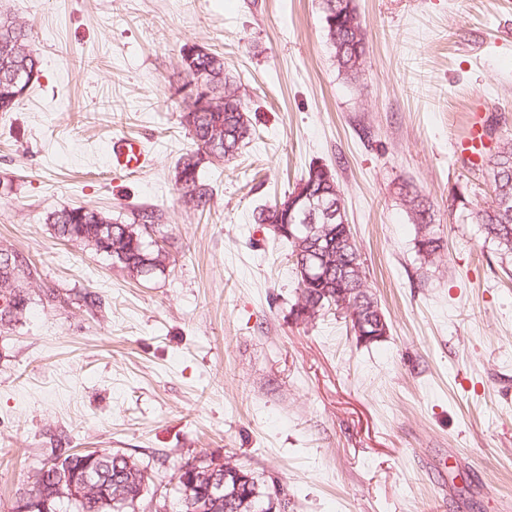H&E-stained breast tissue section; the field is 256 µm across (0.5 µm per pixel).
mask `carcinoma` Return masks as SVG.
<instances>
[{
	"label": "carcinoma",
	"mask_w": 512,
	"mask_h": 512,
	"mask_svg": "<svg viewBox=\"0 0 512 512\" xmlns=\"http://www.w3.org/2000/svg\"><path fill=\"white\" fill-rule=\"evenodd\" d=\"M350 0H322V12L327 42L331 48L332 61L345 78L355 80L359 77L365 55V33L362 22L354 23L349 18ZM10 26L11 39L26 50V64L29 69L37 68L38 61L30 48L29 35L21 24L10 18L0 17L1 28ZM198 72H207L213 83V90L227 97L224 110L208 112L188 103L181 114V124L188 130L195 150L181 158L177 167L176 180L194 206L205 208L209 203V192L200 180L199 166L203 160L202 149L211 143L213 131L222 129L224 141L220 142L224 160L228 161L237 153L240 145L251 136V123L246 112L243 97L236 96L241 84L224 72V58L218 54L198 56L193 60ZM17 88L13 85L12 74L0 67V112H10L19 104ZM486 178L491 189L490 200L479 209L468 214V218L481 225L486 237L490 238L503 254H512V139H506L497 147V151L488 159ZM308 177L307 188L310 194L324 199L341 201L340 187L335 174L328 177L317 174ZM399 195L415 225L414 248L421 259L434 262L440 257L442 240L435 228L434 214L422 198L406 184L402 185ZM48 223L52 224L57 239L66 243H77L90 247L108 257L112 264L127 271L136 278H150L162 274L170 263V255L164 247L145 238L146 225L135 218L130 223L118 222L106 212L89 207L63 209L50 214ZM257 224H283V216L273 204L254 214ZM292 235L282 234L278 239L288 244V256L292 265L297 259L308 258L312 248L316 247L324 257L318 274L311 280H297L298 303L306 304L319 316L336 309L341 296L361 300L362 306L371 308L373 295L367 286L364 260L356 242H347V230L340 221L317 224V239L312 242L305 237L300 226L290 225ZM37 274V269L25 258H20V266L13 274V280L19 286V303L22 310L7 313L0 309V324H10L23 314L29 297L27 285ZM92 465L100 473L99 493L87 503H75L59 512H121L110 505L117 499L128 501L126 512H136L142 506L140 497L143 477L139 470L128 467L124 456L117 452L98 453ZM87 468L83 454L70 453L67 449L51 450L49 458L38 465L43 471V483H52L60 472H78ZM202 471L195 480L179 485L171 492V512H195L198 500L208 496L209 476L204 471L206 464H200ZM265 484L252 472L242 469L224 478V487L220 502L213 505L209 512H251L249 505L263 500Z\"/></svg>",
	"instance_id": "obj_1"
}]
</instances>
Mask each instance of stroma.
Wrapping results in <instances>:
<instances>
[{"label":"stroma","mask_w":512,"mask_h":512,"mask_svg":"<svg viewBox=\"0 0 512 512\" xmlns=\"http://www.w3.org/2000/svg\"><path fill=\"white\" fill-rule=\"evenodd\" d=\"M354 5L366 55L350 81L321 0H0L38 59L0 112V245L37 268L26 312L0 326V512L55 448L131 455L169 487L219 457L277 478L290 512H512V257L466 219L484 168L453 156L472 105L491 146L512 138V0ZM195 43L223 55L253 129L231 160L202 161V212L175 180ZM115 136L149 166L111 169ZM313 163L336 174L380 342L331 314L297 320L288 247L253 222ZM403 183L435 214L434 263ZM77 206L153 213L165 273L136 280L58 240L47 216Z\"/></svg>","instance_id":"1"}]
</instances>
